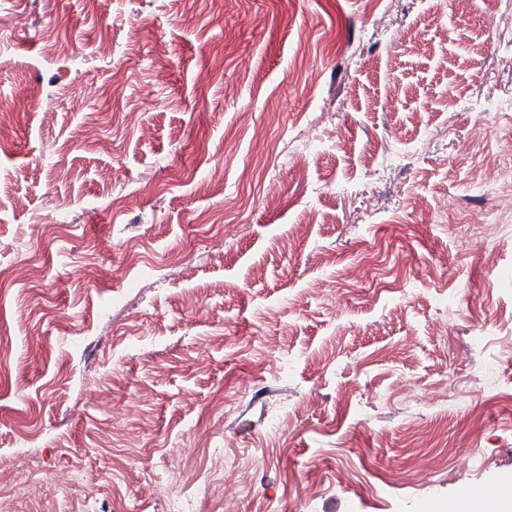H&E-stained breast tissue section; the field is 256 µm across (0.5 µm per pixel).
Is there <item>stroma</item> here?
Wrapping results in <instances>:
<instances>
[{"label":"stroma","mask_w":512,"mask_h":512,"mask_svg":"<svg viewBox=\"0 0 512 512\" xmlns=\"http://www.w3.org/2000/svg\"><path fill=\"white\" fill-rule=\"evenodd\" d=\"M31 91L7 512H172L179 472L195 512L512 478V0H0V108Z\"/></svg>","instance_id":"stroma-1"}]
</instances>
